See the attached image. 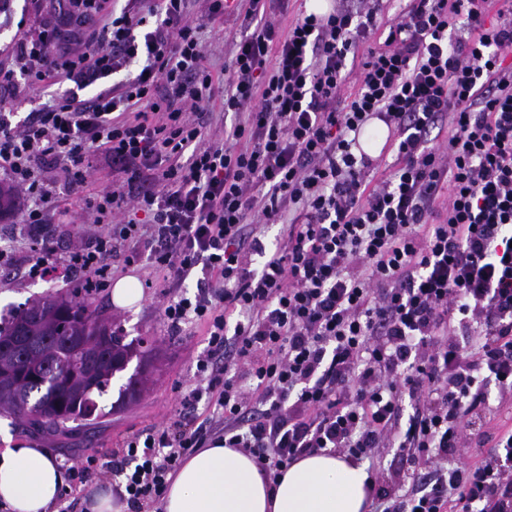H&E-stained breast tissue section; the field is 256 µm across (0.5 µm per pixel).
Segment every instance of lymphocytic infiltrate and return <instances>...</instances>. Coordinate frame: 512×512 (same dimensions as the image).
<instances>
[{"instance_id": "f902f5d3", "label": "lymphocytic infiltrate", "mask_w": 512, "mask_h": 512, "mask_svg": "<svg viewBox=\"0 0 512 512\" xmlns=\"http://www.w3.org/2000/svg\"><path fill=\"white\" fill-rule=\"evenodd\" d=\"M380 9L336 0L287 24L288 0H67L22 31L0 66V179L21 192L10 239L30 257L1 249L0 273L101 289L120 256L163 277L172 334L206 332L183 406L208 415L68 461L67 496L109 471L131 512H162L169 476L220 441L272 481L327 448L426 454L420 477L370 470L374 512H512V430L477 461L463 441L512 393V0H409L382 25ZM230 15L248 32L220 72L200 33ZM216 106L234 116L219 137ZM375 119L387 174L357 150ZM101 161L116 179L57 254L55 191ZM67 89L66 84L64 85H53V86H37L31 93L33 103L26 104L19 108L13 117V121H19L23 119L28 112L34 107L44 103H51L54 99L61 96Z\"/></svg>"}]
</instances>
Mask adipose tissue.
<instances>
[{"instance_id": "1", "label": "adipose tissue", "mask_w": 512, "mask_h": 512, "mask_svg": "<svg viewBox=\"0 0 512 512\" xmlns=\"http://www.w3.org/2000/svg\"><path fill=\"white\" fill-rule=\"evenodd\" d=\"M0 502L11 512H46L66 486L62 470L42 448L13 445L0 426ZM370 493L363 465L316 452L291 464L269 487L242 449L204 448L172 479L163 512H366Z\"/></svg>"}]
</instances>
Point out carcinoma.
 <instances>
[{"instance_id": "1", "label": "carcinoma", "mask_w": 512, "mask_h": 512, "mask_svg": "<svg viewBox=\"0 0 512 512\" xmlns=\"http://www.w3.org/2000/svg\"><path fill=\"white\" fill-rule=\"evenodd\" d=\"M104 333L102 345L79 346ZM157 350L98 314L91 297L51 295L0 317V415L27 420L48 434L90 428L136 400L153 381ZM137 360L110 410L100 405L114 378Z\"/></svg>"}]
</instances>
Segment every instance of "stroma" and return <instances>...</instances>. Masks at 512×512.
Masks as SVG:
<instances>
[{
  "mask_svg": "<svg viewBox=\"0 0 512 512\" xmlns=\"http://www.w3.org/2000/svg\"><path fill=\"white\" fill-rule=\"evenodd\" d=\"M55 294L76 299L84 296L83 290L72 283L59 281L47 284L0 277L2 312L12 306H22L29 300ZM93 305L103 316L120 322L128 338L152 337L159 351L160 371L137 402L106 417L100 426L78 435L36 438L17 420L8 419L14 443H33L46 448L59 463L64 458H75L94 451L110 453L119 450L132 434L178 417L184 384L192 373L193 358L205 346L204 329L200 326L180 336L168 334L153 289H144L142 300L131 308L115 306L107 290L94 295ZM488 410V415H476L473 428L464 434L467 454L474 460L489 455L493 446L491 435L496 427H512V396L501 401L490 398Z\"/></svg>",
  "mask_w": 512,
  "mask_h": 512,
  "instance_id": "obj_1",
  "label": "stroma"
}]
</instances>
